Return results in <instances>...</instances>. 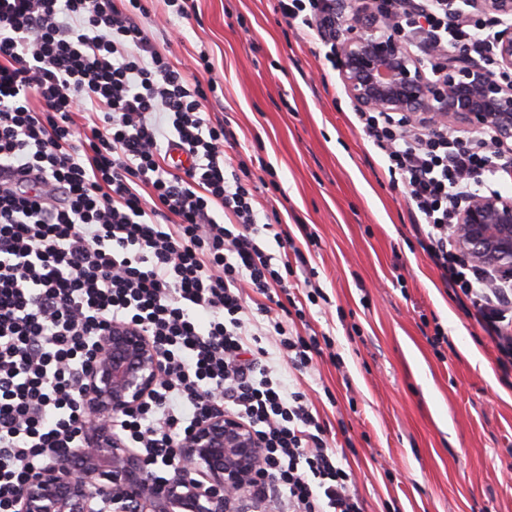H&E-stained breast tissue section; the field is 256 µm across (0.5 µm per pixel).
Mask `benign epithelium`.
Instances as JSON below:
<instances>
[{
	"label": "benign epithelium",
	"instance_id": "7a95c632",
	"mask_svg": "<svg viewBox=\"0 0 512 512\" xmlns=\"http://www.w3.org/2000/svg\"><path fill=\"white\" fill-rule=\"evenodd\" d=\"M388 0H338L347 20L336 41L345 91L361 109L426 119L472 132L492 131L512 150V82L478 60H463L426 43L410 48ZM505 25L493 65L512 70V0H474ZM455 238L473 262L512 277V197L472 196L458 210ZM162 375L157 346L134 325L114 323L89 364L79 402L85 439L15 491L14 512H242L233 507L261 465V444L238 418L215 413L177 448L181 463L163 481L148 460L115 433L112 419L138 408Z\"/></svg>",
	"mask_w": 512,
	"mask_h": 512
}]
</instances>
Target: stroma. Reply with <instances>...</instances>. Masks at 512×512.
<instances>
[{
  "label": "stroma",
  "mask_w": 512,
  "mask_h": 512,
  "mask_svg": "<svg viewBox=\"0 0 512 512\" xmlns=\"http://www.w3.org/2000/svg\"><path fill=\"white\" fill-rule=\"evenodd\" d=\"M185 38L140 23L154 46L221 96L207 105L236 137L229 153L252 174L257 198L282 229L310 235L304 252L323 298L293 294L331 356L300 382L342 450L366 512H512V380L470 313L419 247L400 189L352 124L353 101L322 47L288 29L275 0H196ZM206 52L210 70L197 68ZM445 343H433L435 327Z\"/></svg>",
  "instance_id": "obj_1"
}]
</instances>
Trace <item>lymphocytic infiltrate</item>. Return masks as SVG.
I'll use <instances>...</instances> for the list:
<instances>
[{
	"instance_id": "f902f5d3",
	"label": "lymphocytic infiltrate",
	"mask_w": 512,
	"mask_h": 512,
	"mask_svg": "<svg viewBox=\"0 0 512 512\" xmlns=\"http://www.w3.org/2000/svg\"><path fill=\"white\" fill-rule=\"evenodd\" d=\"M401 33L489 56L496 16L448 0H394ZM288 26L335 47L336 0H277ZM142 0H0V512L15 486L81 442L79 389L112 323L158 343L164 375L113 421L165 479L175 450L213 412L262 446L251 495L276 512H364L326 425L282 381L322 356L277 307L302 251L274 263L263 207L206 110L217 92L159 53ZM355 125L383 155L414 214L417 242L454 297L469 302L512 372V280L467 260L461 199L500 184L512 157L488 133L405 128L380 112Z\"/></svg>"
}]
</instances>
